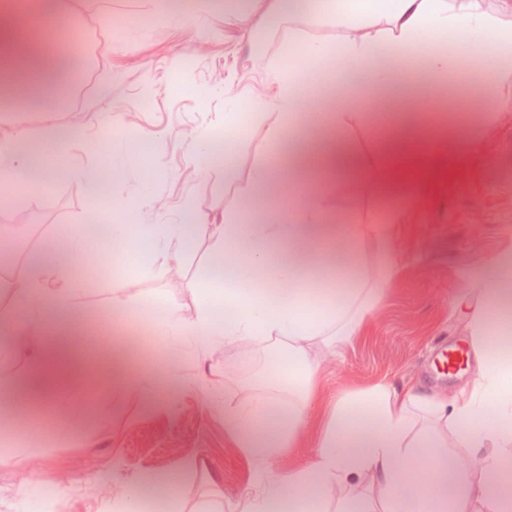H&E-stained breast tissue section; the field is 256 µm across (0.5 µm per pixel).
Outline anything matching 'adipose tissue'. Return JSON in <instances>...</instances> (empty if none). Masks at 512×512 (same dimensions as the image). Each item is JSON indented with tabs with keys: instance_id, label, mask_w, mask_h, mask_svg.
Masks as SVG:
<instances>
[{
	"instance_id": "obj_1",
	"label": "adipose tissue",
	"mask_w": 512,
	"mask_h": 512,
	"mask_svg": "<svg viewBox=\"0 0 512 512\" xmlns=\"http://www.w3.org/2000/svg\"><path fill=\"white\" fill-rule=\"evenodd\" d=\"M319 14L343 29L335 51L290 42L268 68L275 92L250 101L247 111L271 121L251 186L267 190L287 171V207L274 208L262 224L245 212L221 224H116L110 210L99 215L110 240L146 246L161 274L172 271L194 234L217 240L210 263L232 269L233 278L201 281L197 317L183 321L171 306L160 329L189 339L206 360L229 346L283 348L302 368L304 382L287 393L249 386L245 405L225 406L227 428L257 458L284 448L304 423L320 352L361 332L401 270L407 224L430 202L477 183L487 142L512 125V0H323ZM73 28L64 0H0V103L25 92L53 112L73 97L88 65L70 51ZM470 52L482 60L481 94L422 109L420 100L435 99L439 79H453L458 57ZM399 59L423 64L434 82L415 91L400 84L391 68ZM284 120L302 131L286 144ZM358 128L377 130L371 153L353 146ZM30 170L15 140L0 138V188L41 193L50 179L31 178ZM360 202L380 209L376 223L355 220ZM94 240L89 225H75L65 251L46 244L29 258L26 275L8 283L19 313L0 318V334L15 352L42 347L33 372L50 393L76 377L88 387L138 384L114 363L97 361L95 340L77 323L62 256L82 255ZM341 240L369 252L356 276L340 270ZM467 286L453 306L474 339L468 383L449 394L411 380L345 394L312 465L289 474L253 512H270L281 500L307 512L330 496L336 512H375L376 490L391 512H470L473 498L481 512H512V356L493 342L512 329V242ZM475 459L496 478L472 488Z\"/></svg>"
}]
</instances>
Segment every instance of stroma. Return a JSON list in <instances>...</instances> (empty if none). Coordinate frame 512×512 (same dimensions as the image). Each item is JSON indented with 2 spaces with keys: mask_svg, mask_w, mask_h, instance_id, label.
<instances>
[{
  "mask_svg": "<svg viewBox=\"0 0 512 512\" xmlns=\"http://www.w3.org/2000/svg\"><path fill=\"white\" fill-rule=\"evenodd\" d=\"M65 2L89 61L76 111L0 109V136L18 138L34 166L53 169L41 195L0 190V283L26 272L22 257L32 243H63L70 226L95 218L107 198L165 199L164 210H140V224L220 220L241 210L264 218L272 203L256 202L249 177L265 157L266 121L250 120L230 170L223 156L193 155L187 136L223 139L225 97L246 101L273 93L269 63L295 36L335 46V21L313 22L307 12L289 10L286 0ZM48 126L74 133L63 160L43 150ZM486 157L482 183L436 201L416 235L402 242L403 269L370 325L340 351L321 355L305 424L287 448L264 460L238 447L224 426V406L241 403L238 388L246 383L268 378L287 388L286 355L230 347L223 359L205 362L182 336L159 337L154 350L141 347L143 336L156 330L141 316L148 305L174 303L183 319L195 318V278L214 240L197 235L173 275L156 274L124 250L94 247L93 261L110 263L96 276L88 275L85 258L72 259L78 318L105 355L119 358L144 387L88 390L73 382L46 399L42 384L28 377L40 347L7 354L0 368L36 396L45 445L29 449L20 429L0 441V451L23 458L0 467V512H22L26 499L38 512H122L119 491L169 473L174 479L163 500L145 496L147 512H227L313 463L323 424L343 394L410 378L429 389L458 384V377L437 376L433 366L445 342L465 345V360L473 358V338L451 301L471 271L512 241V129L488 144ZM108 165L119 181L92 194L86 173ZM116 277L124 280L118 296L112 292ZM61 404L77 411L75 436H59L55 428Z\"/></svg>",
  "mask_w": 512,
  "mask_h": 512,
  "instance_id": "1",
  "label": "stroma"
}]
</instances>
